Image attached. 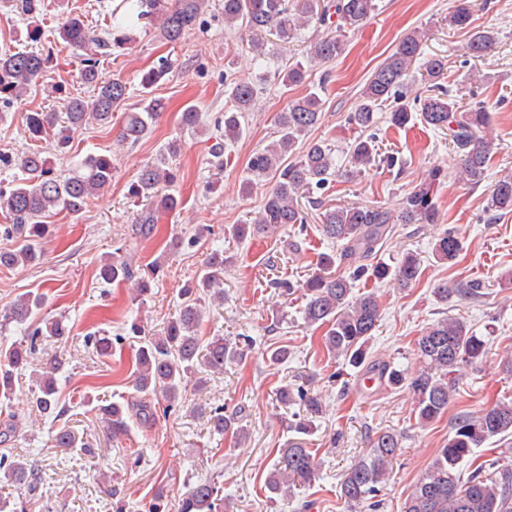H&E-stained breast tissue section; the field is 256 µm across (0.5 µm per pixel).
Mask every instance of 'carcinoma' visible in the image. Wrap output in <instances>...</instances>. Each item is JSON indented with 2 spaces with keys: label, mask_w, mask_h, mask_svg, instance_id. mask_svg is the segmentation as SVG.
<instances>
[{
  "label": "carcinoma",
  "mask_w": 512,
  "mask_h": 512,
  "mask_svg": "<svg viewBox=\"0 0 512 512\" xmlns=\"http://www.w3.org/2000/svg\"><path fill=\"white\" fill-rule=\"evenodd\" d=\"M224 27L247 33L270 32L288 42L305 28L324 30L311 42L310 57L314 61L330 62L345 50L344 37L348 31L360 29L376 11V0H329L323 6L319 0H223ZM123 21L111 28L112 38L93 35L79 15H71L59 30L69 46L86 51L81 59L80 80L97 90L88 103L71 99L64 115L54 112H31L26 117L29 138L47 141L56 152L65 151L75 131L90 123L112 122V112L128 98L127 83L119 78L102 76L96 53L92 47L108 50L123 47L128 38L129 24L143 20L156 24L162 40L177 44L199 23L204 0H124ZM471 8L461 0L448 15V26L468 29ZM496 43V35L489 30L471 32L466 44L469 55L480 58L488 54ZM425 34L413 31L405 35L386 60L374 69L361 93L362 103L348 117V123L362 131H369L378 123V113L388 109L390 123L406 126L413 115L422 123L448 131V140L458 157L463 179L472 186L481 184L490 160L497 149L490 134L491 115L483 102L461 104L449 91L443 89L448 61L438 55L424 56ZM420 62V76L412 75L415 62ZM48 56L34 51H15L0 54V103L10 105L21 99L28 86L44 70ZM172 68L163 59L144 73L140 85L149 90ZM309 69L300 61L277 73L275 79L288 89L306 82ZM419 81L425 90L407 101L409 84ZM231 106L224 110V142H234L244 133L241 119L252 111L257 98L254 85L245 80H231ZM168 102L149 94L141 100L136 111L124 114L119 134L120 141L135 145L148 136L157 117L167 111ZM321 98L316 92L288 101L278 116L277 139L253 154L249 160L250 177L242 183V193L253 189L254 178H268L271 187L265 194L262 210L252 224H233L224 234L242 242L261 234H273L290 224H303L306 216L299 204L304 191L320 189L333 176L335 169L330 148L322 141L308 144L301 155H294L295 147L317 125L320 119ZM224 142L216 144L215 153L221 154ZM395 166L394 158L383 156L376 137H359L351 145L350 168L345 176L353 180L363 170L380 165ZM16 165L25 178L10 189L0 190V209L5 211L10 224H0V236L14 240L13 247L0 251V267L15 269L37 263L44 256V244L49 234L45 219L53 213L77 215L112 183V159L107 155H88L76 167L59 172L51 164L47 152L30 149L20 156L0 153V166ZM447 178L444 169L435 166L402 201L401 208L392 212L382 206H339L323 213L322 234L334 242L344 243V258L360 260L361 264L342 274L318 272L301 283L274 279L271 287L284 292L298 289L305 299L303 319L310 325L325 327L323 344L333 358H344L350 365L365 368L368 373L379 372L391 388L404 387L412 395L413 413L418 424L427 425L448 409L455 388L457 372L463 366L474 364L486 355V343L459 319L442 318L426 327L415 342L418 366L414 371H403L367 361L368 343L380 318V305L374 293L352 297L355 281L371 274L383 281L392 279L401 288L416 282L420 262L408 252L392 267L376 260L377 247L391 232L394 224H435L439 219L436 196ZM177 169L166 163L147 165L138 174L129 189L131 197L145 198L150 207L142 211L136 223L139 232L151 234L157 215L173 212L178 199L159 192L163 186L177 182ZM488 210L512 212V175L499 179L488 198ZM462 249L461 240L450 232L443 233L433 244L434 257L442 263L454 262ZM234 258L221 251L209 255L205 273L184 286L178 313L168 322L164 335L144 339L135 353L134 386L140 393L161 392L166 413L175 406L185 381L195 375L198 364L221 374L224 367L242 360L245 344L222 336H214L202 344L199 335L202 324V294L224 295L217 273L232 264ZM99 278L106 283H121L137 279L138 294L144 296L150 289V280L136 278L132 263L117 254L107 256L99 264ZM478 293V286L450 288L443 285L434 289L438 302L446 305L454 295ZM44 296L27 293L18 297L0 322L5 327L12 322H24L42 309ZM68 335L63 320L44 318L28 334L27 340L0 348V404L9 405L15 390V378L26 370L35 354L39 337L60 339ZM60 362L53 358L32 374L35 381V402L41 413L58 417L56 412L57 379ZM303 402L307 416L294 424V431L311 434L313 417L319 415L318 397L302 389L283 387L278 391V402L283 407ZM112 433L128 430L129 410L124 403L112 402L98 407ZM213 429L231 434L235 440H244L248 432L233 417L221 412L211 416ZM512 436V399H499L476 414L460 415L448 441L437 450L432 462L417 480L413 491L401 506V512H512V468L503 467L490 475L482 467L463 477L459 465L474 449L497 437ZM55 446L72 451H84L78 438L69 430H61L52 437ZM402 439L393 431H383L374 440L371 452L355 463L344 474L340 483V498L352 507L364 503L378 492V485L389 476L393 461L401 452ZM319 464L312 449L304 442L291 440L280 449L279 457L270 470L265 490L272 501L288 500L290 486L306 484L318 476ZM0 483L23 486L35 494L41 477L31 466L17 459L6 448L0 453ZM223 488L211 480H199L181 498L178 512H216L223 500Z\"/></svg>",
  "instance_id": "1"
}]
</instances>
